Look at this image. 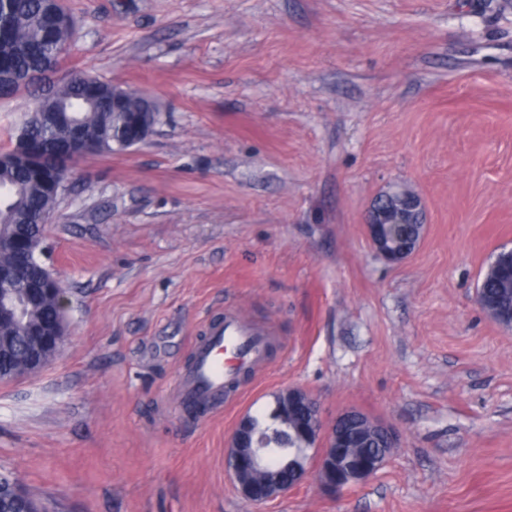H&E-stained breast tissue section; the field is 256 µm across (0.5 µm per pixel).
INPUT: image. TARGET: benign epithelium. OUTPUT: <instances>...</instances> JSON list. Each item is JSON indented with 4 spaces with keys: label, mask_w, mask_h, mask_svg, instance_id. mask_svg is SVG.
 Here are the masks:
<instances>
[{
    "label": "benign epithelium",
    "mask_w": 512,
    "mask_h": 512,
    "mask_svg": "<svg viewBox=\"0 0 512 512\" xmlns=\"http://www.w3.org/2000/svg\"><path fill=\"white\" fill-rule=\"evenodd\" d=\"M395 208L389 196L383 195L374 205L371 220L367 224L370 241L375 250L390 262L407 258L413 248L404 242L403 228L416 223L415 214ZM57 307L60 316L48 324L44 333L27 339V373L33 374L45 368L43 355L47 351L59 353L66 329V297L63 290L57 292ZM284 408L297 418L296 431L315 450L314 469L308 466L288 465V449L263 448L259 436L252 429L249 415H243L232 433L226 450V466L237 492L255 505H264L300 486L314 473L321 488L329 493L359 486L373 477L387 462L392 450L398 447V435L386 423L363 412L345 411L338 420L346 421L356 417L362 427L382 433L387 447L367 453L357 463H350L342 457L346 437L334 426H325L317 399L300 387H289L279 392ZM12 501V512H40V507L15 483L0 481V501Z\"/></svg>",
    "instance_id": "7a95c632"
}]
</instances>
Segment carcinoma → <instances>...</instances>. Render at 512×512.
<instances>
[{"instance_id": "1", "label": "carcinoma", "mask_w": 512, "mask_h": 512, "mask_svg": "<svg viewBox=\"0 0 512 512\" xmlns=\"http://www.w3.org/2000/svg\"><path fill=\"white\" fill-rule=\"evenodd\" d=\"M75 34L62 0H5L0 4V97L22 90L35 92L34 107L0 151V268L11 273L10 301L25 305L21 323H0V382L24 375L21 348L28 330L56 313L52 296L28 301L26 285L47 277L41 260L46 226L55 216L60 192L62 157H79L130 148L122 138L133 112L160 113L159 105L142 92L122 88L89 73L73 75L48 93L42 82L59 67ZM498 261L488 267L478 285L483 306L502 322H512V273ZM295 423L285 422L280 398L268 416L255 417V429L271 448L288 449L298 463L306 452Z\"/></svg>"}]
</instances>
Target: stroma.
Wrapping results in <instances>:
<instances>
[{
	"label": "stroma",
	"mask_w": 512,
	"mask_h": 512,
	"mask_svg": "<svg viewBox=\"0 0 512 512\" xmlns=\"http://www.w3.org/2000/svg\"><path fill=\"white\" fill-rule=\"evenodd\" d=\"M87 72L156 100L144 143L74 163L42 260L68 340L0 382V472L50 512H512V329L475 304L512 248V0H63ZM404 188L406 259L366 232ZM236 308L277 340L234 404L175 409ZM300 387L400 434L336 496L225 470L239 418Z\"/></svg>",
	"instance_id": "stroma-1"
}]
</instances>
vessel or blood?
<instances>
[{
	"mask_svg": "<svg viewBox=\"0 0 512 512\" xmlns=\"http://www.w3.org/2000/svg\"><path fill=\"white\" fill-rule=\"evenodd\" d=\"M274 336L239 311L225 312L196 344L191 362L180 370L175 394L182 412L204 414L235 395L244 370L262 369Z\"/></svg>",
	"mask_w": 512,
	"mask_h": 512,
	"instance_id": "vessel-or-blood-1",
	"label": "vessel or blood"
}]
</instances>
